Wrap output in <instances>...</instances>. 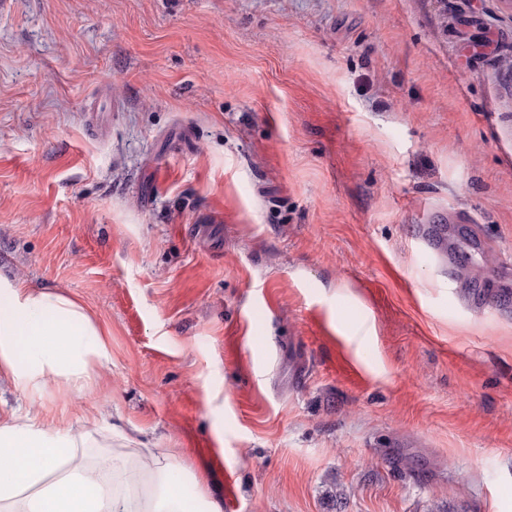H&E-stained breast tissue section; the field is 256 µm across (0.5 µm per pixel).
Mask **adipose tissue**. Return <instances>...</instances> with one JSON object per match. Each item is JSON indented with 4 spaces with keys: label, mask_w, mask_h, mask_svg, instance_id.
Wrapping results in <instances>:
<instances>
[{
    "label": "adipose tissue",
    "mask_w": 512,
    "mask_h": 512,
    "mask_svg": "<svg viewBox=\"0 0 512 512\" xmlns=\"http://www.w3.org/2000/svg\"><path fill=\"white\" fill-rule=\"evenodd\" d=\"M106 336L72 296L0 278V384L86 398L112 362ZM108 428L96 410L67 423L0 410V512H220L201 473L131 434L117 433L128 449L111 470L79 462Z\"/></svg>",
    "instance_id": "1"
}]
</instances>
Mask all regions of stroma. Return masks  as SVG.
Instances as JSON below:
<instances>
[{"instance_id": "stroma-1", "label": "stroma", "mask_w": 512, "mask_h": 512, "mask_svg": "<svg viewBox=\"0 0 512 512\" xmlns=\"http://www.w3.org/2000/svg\"><path fill=\"white\" fill-rule=\"evenodd\" d=\"M13 2L0 274L112 363L0 408L97 405L236 512H512V5ZM422 240L425 245L437 254H448V267L454 266L459 253L448 249V234L444 224L423 225Z\"/></svg>"}]
</instances>
